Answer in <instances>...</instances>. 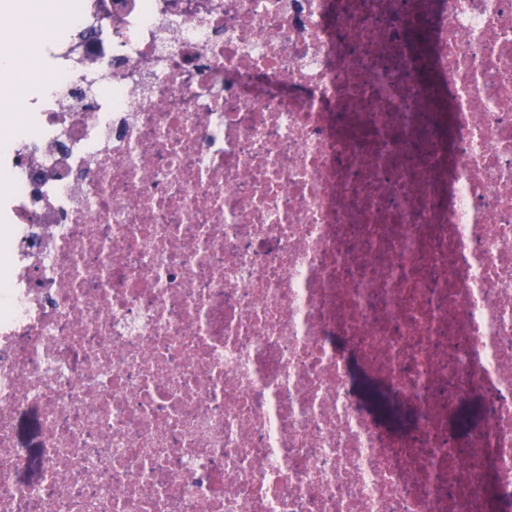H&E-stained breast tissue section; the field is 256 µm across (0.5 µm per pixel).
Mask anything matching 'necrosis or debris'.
<instances>
[{
    "mask_svg": "<svg viewBox=\"0 0 512 512\" xmlns=\"http://www.w3.org/2000/svg\"><path fill=\"white\" fill-rule=\"evenodd\" d=\"M31 32L0 14V91L40 85L30 133L0 109V512H512V0Z\"/></svg>",
    "mask_w": 512,
    "mask_h": 512,
    "instance_id": "necrosis-or-debris-1",
    "label": "necrosis or debris"
}]
</instances>
